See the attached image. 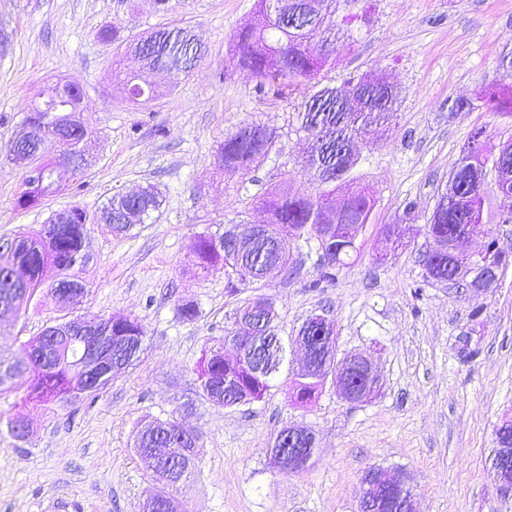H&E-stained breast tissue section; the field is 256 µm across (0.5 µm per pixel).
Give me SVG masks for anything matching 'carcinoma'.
I'll use <instances>...</instances> for the list:
<instances>
[{
    "mask_svg": "<svg viewBox=\"0 0 512 512\" xmlns=\"http://www.w3.org/2000/svg\"><path fill=\"white\" fill-rule=\"evenodd\" d=\"M356 21L355 15L336 20V0H255L254 22L237 34L232 55L239 68L259 78L260 85L297 101V130L313 141L306 167L315 186L311 190L286 186L267 193L255 203L251 220L246 223L234 224L222 233L198 234L192 260L194 274L206 277L222 271L229 292L236 293L242 286L258 284L275 270L290 273L292 261L284 247L290 239H316L320 262L328 270L346 265V259L359 253L355 236L342 231V227L352 225L357 233L372 223L374 199L353 176L358 161L355 135L362 125L392 122L395 94L382 78H351L343 93L321 83V72L335 62L341 38L352 31ZM98 38L133 55L143 70L167 72L174 88L189 75L201 55V46L187 26L160 27L145 38L130 39L122 34L121 27L108 24L99 30ZM139 79L138 75L123 78L127 99L140 104L154 100L156 91ZM478 99L492 110L512 117V89H485ZM80 101L81 91L73 84L57 83L36 94L25 116L33 126V138L19 147L46 174L36 183L23 178L16 208L38 205L41 199L65 189L84 173L86 136L67 140L58 137L61 122L76 112ZM278 138L274 128L239 126L218 146L217 166L226 175L247 170L257 158L276 148ZM493 163L494 157L487 153L461 151L448 177L447 199H438L424 225V235L448 248L463 233H483L488 241L478 265L498 271L508 265V259L498 251L495 239L486 230L485 208L471 200L478 180ZM498 171L501 186L508 189V194L500 197L499 223L511 224L512 157L503 160ZM338 182L348 184V194L339 201ZM161 203L160 192L153 186L140 190L132 200L116 192L106 205L112 210L107 226L114 233L127 234L145 223ZM61 214L58 219L50 217L35 235L16 236L13 254L0 257V265L9 263L22 268L20 287L24 291L14 296L11 307L15 317L26 311L34 292L41 287L53 299L60 297L61 289H86L80 271L89 260L87 212L75 204ZM422 265L423 277L428 281L451 277L445 252L423 257ZM277 319L274 302L266 297L237 302L234 330L213 341L198 370L204 398L217 406L232 408L255 402L267 392L276 376L270 363L283 362L285 354ZM243 323L253 326L254 334L242 332ZM53 332L54 327L46 328L12 356L0 353V393L12 387L14 377L26 372L31 377L28 398L41 403L70 401L83 371L73 356L74 344L55 339ZM111 332L112 367L119 374L140 359L145 333L133 317L113 323ZM331 334H336L333 323L325 328L309 318L298 330V335L311 341L313 355V370L307 375L295 373L291 378L292 396L301 405L311 402L330 381L329 374L336 371V356L325 349ZM227 342L236 347L237 356L233 359L224 355ZM349 381L355 393L372 397L374 381L357 361ZM288 429L286 425L273 434L271 449L286 454L294 448L296 454L307 457L309 449L317 448L312 430L290 443ZM134 448L141 455L164 449L159 463L176 470L167 500L147 499L145 512H181L178 494L195 473L199 439L176 419H143L137 425ZM409 496L407 487L384 486L377 494L375 512H396L400 502Z\"/></svg>",
    "mask_w": 512,
    "mask_h": 512,
    "instance_id": "cac0c4a2",
    "label": "carcinoma"
}]
</instances>
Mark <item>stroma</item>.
I'll list each match as a JSON object with an SVG mask.
<instances>
[{
	"mask_svg": "<svg viewBox=\"0 0 512 512\" xmlns=\"http://www.w3.org/2000/svg\"><path fill=\"white\" fill-rule=\"evenodd\" d=\"M255 0H0V239L33 233L55 211L77 204L100 213L115 191L154 185L162 205L131 234L90 227L89 293L70 301H32L20 318L0 319V350H18L45 327L91 313L134 317L144 326L139 362L96 398L67 405L26 403L29 375L0 395V417L22 414L28 440L0 424V512H143L165 491L134 447L141 419L175 418L201 443L192 480L180 492L186 512H359L362 475L403 471L418 512H512L488 472L495 430L512 417V264L483 294L425 282L423 227L473 128L496 150L512 137V118L477 99L482 86L512 87V0H338V15L357 27L322 72L343 87L353 75L384 78L396 91L390 126H368L354 170L374 194L371 224L359 232L358 258L320 280L315 240L290 243L295 276L267 278L258 290L278 311L286 359L259 401L235 408L203 399V350L231 329L236 298L223 274L199 277L189 266L198 233L245 220L258 196L282 182L308 188L302 158L312 142L299 132L295 101L261 87L236 67L234 37L253 20ZM140 35L189 26L203 47L178 87L162 71L146 79L151 104L129 102L112 73V47L97 37L106 24ZM80 87L81 121L92 136L89 165L65 191L28 210L14 203L26 166L8 151L37 87ZM474 107L449 112L448 102ZM245 124L268 125L276 151L227 177L215 151ZM416 206L404 249L385 254L389 228L407 202ZM192 301L198 318L183 320ZM336 326L338 355L372 357L382 390L352 404L326 387L310 404L294 402L289 378L301 352L296 331L309 316ZM304 425L318 448L311 463L282 473L267 451L273 433Z\"/></svg>",
	"mask_w": 512,
	"mask_h": 512,
	"instance_id": "35a3bbf8",
	"label": "stroma"
}]
</instances>
